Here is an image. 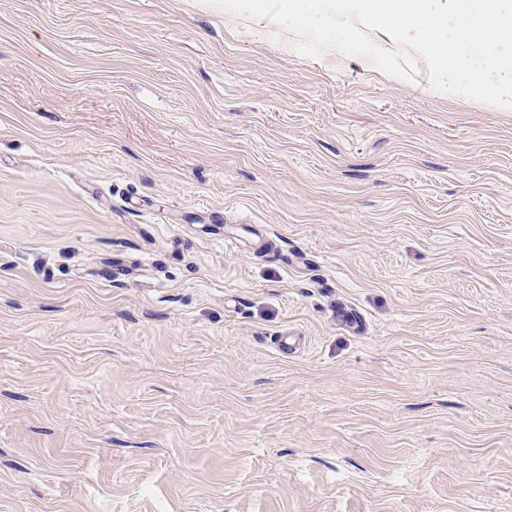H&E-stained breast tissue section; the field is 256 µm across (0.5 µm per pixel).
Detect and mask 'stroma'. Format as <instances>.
I'll use <instances>...</instances> for the list:
<instances>
[{
    "mask_svg": "<svg viewBox=\"0 0 512 512\" xmlns=\"http://www.w3.org/2000/svg\"><path fill=\"white\" fill-rule=\"evenodd\" d=\"M427 73L0 0V512H512V112Z\"/></svg>",
    "mask_w": 512,
    "mask_h": 512,
    "instance_id": "1",
    "label": "stroma"
}]
</instances>
